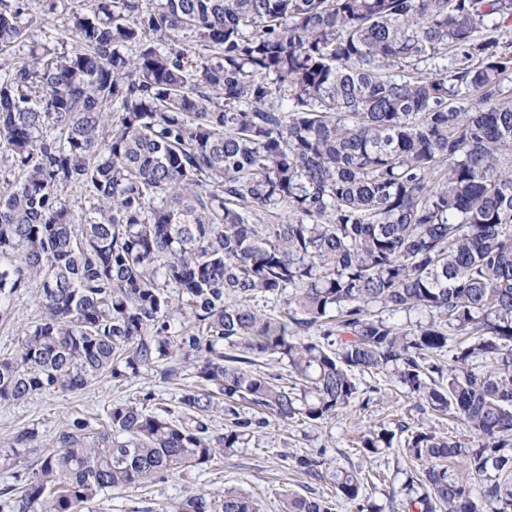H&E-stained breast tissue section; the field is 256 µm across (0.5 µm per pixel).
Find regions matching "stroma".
Returning <instances> with one entry per match:
<instances>
[{"label": "stroma", "instance_id": "1", "mask_svg": "<svg viewBox=\"0 0 512 512\" xmlns=\"http://www.w3.org/2000/svg\"><path fill=\"white\" fill-rule=\"evenodd\" d=\"M71 0H33V11L43 20L32 28L29 40L38 44L49 40L68 41L65 19ZM10 316L0 320V356L15 353L18 339L36 320L39 307L35 288L29 287L8 299ZM361 390L383 388L382 396L369 406L340 412L318 427L294 422L288 425L271 421L260 435L246 447L237 449L206 470H194L187 477L146 488H127L112 492L98 501L92 512H161L163 504L180 499L186 487L216 491L233 488L257 498L263 512H280L279 494L283 489L303 490L313 486L317 494L330 496V484H309L297 474L292 457L326 449V458L336 467H360L357 452L359 426L397 423L421 426L441 433L454 431L448 417L424 411L417 400L404 393L395 383L384 382L377 375L359 376ZM194 378L183 374L177 381L163 384L153 373H144L122 385L104 380L78 393L51 392L33 396L20 403H0V448L7 447L14 432L22 427L36 428L43 438H51L72 416L86 418L94 427H101L107 407L115 401H129L141 392L151 390L167 405H174L182 390L193 387Z\"/></svg>", "mask_w": 512, "mask_h": 512}]
</instances>
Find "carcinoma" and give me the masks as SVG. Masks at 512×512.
Segmentation results:
<instances>
[{"label":"carcinoma","mask_w":512,"mask_h":512,"mask_svg":"<svg viewBox=\"0 0 512 512\" xmlns=\"http://www.w3.org/2000/svg\"><path fill=\"white\" fill-rule=\"evenodd\" d=\"M509 19L512 0H75V45L21 55L30 0H0L17 172L0 297L34 283L41 309L0 356V402L198 379L171 407L151 390L112 405L101 430L71 418L46 451L15 431L0 459L37 458L0 512H81L206 469L272 418L355 407L364 373L469 432L361 428L369 465L404 434L391 512H512V43L484 35ZM417 310L427 322L394 321ZM265 357L288 384L253 370ZM294 467L372 512L364 470L322 451ZM170 507L261 512L231 488ZM335 509L281 494V512Z\"/></svg>","instance_id":"obj_1"}]
</instances>
